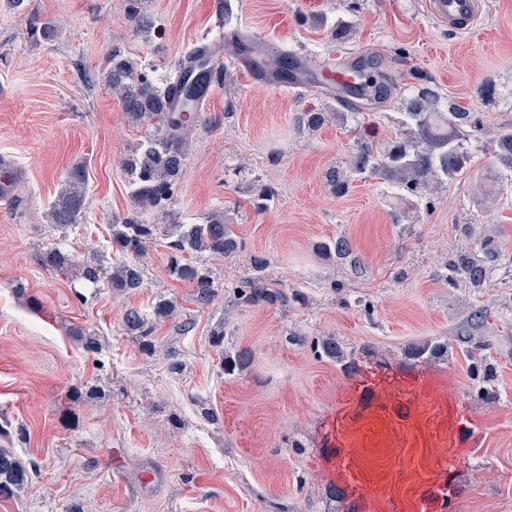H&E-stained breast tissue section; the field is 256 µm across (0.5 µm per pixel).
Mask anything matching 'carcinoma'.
Listing matches in <instances>:
<instances>
[{
  "label": "carcinoma",
  "instance_id": "obj_1",
  "mask_svg": "<svg viewBox=\"0 0 512 512\" xmlns=\"http://www.w3.org/2000/svg\"><path fill=\"white\" fill-rule=\"evenodd\" d=\"M128 21L138 28L151 24L150 16L142 11L141 0H129ZM29 35L36 41H51L56 29L29 13L24 16ZM237 55L245 60H264L263 71L269 78L280 81L285 67H295L296 61L283 53L272 57L256 42L240 39L236 42ZM221 71L203 70L196 81L186 82L173 74L161 84L155 83L151 71L141 61L114 47L107 55L106 81L117 97L123 111L139 122H154V130L145 136L134 153L123 162L133 179L132 208L123 215L112 217V244L120 261L106 268L96 258L85 265L82 277L93 284L100 281L117 294L142 286L140 258L163 233L169 249V273L192 288V302L200 307L210 306L218 296V285L210 270L202 262H190L186 255L199 253L213 258H229L241 250V241L235 225L226 213L216 210L200 224H186L174 205V189L185 173L189 136L199 127L212 123L205 112H192L190 106L198 100L201 91ZM419 82L409 95L399 98L400 120L395 135L381 142L364 139L360 123V107L347 103L341 113L343 124L356 133L355 148L337 164L329 167L324 178L336 194H343L357 178L370 175L395 187L418 205H428L426 192L433 185L469 174L470 144L482 135L479 116L444 101L422 75L411 74ZM181 93L187 109L172 112L169 98L172 90ZM330 112H298L294 126L302 131H315L331 119ZM493 167L486 172L487 179H499L504 170L512 173V126L502 128L492 141ZM87 177L84 166H74L63 187L50 206L49 218L59 228H68L85 220ZM276 190L270 185L257 189L250 205L258 212L266 211L274 203ZM464 231L472 239L470 246L453 251L436 277L450 288H468L481 292L491 285L503 265L502 247L498 237L475 235L473 225ZM317 251L344 265L352 274L363 273V262L355 255L350 240L340 235L321 242ZM40 261L49 269L62 271L70 266V255L61 248L46 251ZM271 259L266 253H253L248 258V271L227 290L228 302L236 307L278 308L296 301L300 291L284 285L274 286L269 279ZM179 305L173 299L159 300L151 313L137 309L125 311L123 323L142 350H155V332L170 322L180 334L194 329L190 318L178 314ZM487 320V309L473 305L454 337L457 348L467 361V376L471 381L469 392L477 399L492 403L498 393L492 385L494 366L489 349L490 340L482 336ZM320 359L336 364L348 378L358 373L354 354L348 352L334 336L317 337L311 342ZM448 355V341L439 338L411 344L403 350L401 364L415 366L435 362ZM252 351L244 347L233 354L223 355L222 370L228 377L250 365ZM29 472L11 453L0 449V498H13L28 482Z\"/></svg>",
  "mask_w": 512,
  "mask_h": 512
}]
</instances>
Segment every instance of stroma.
<instances>
[{
  "instance_id": "stroma-1",
  "label": "stroma",
  "mask_w": 512,
  "mask_h": 512,
  "mask_svg": "<svg viewBox=\"0 0 512 512\" xmlns=\"http://www.w3.org/2000/svg\"><path fill=\"white\" fill-rule=\"evenodd\" d=\"M25 2L58 34L35 41L0 0V155L24 172L14 206L0 214V425L22 430L7 447L31 473L0 512H445L440 491L451 484L461 490L457 512H512V280L473 295L436 277L465 245V224L498 236L512 257V186L481 180L491 136L512 124V0H484L466 34L439 25L427 0H148L146 31L131 26L127 0ZM227 6L229 19L217 21ZM339 21L353 25L342 42L331 33ZM237 35L316 61L319 75L338 55H369L404 88L419 69L485 124L469 176L437 189L427 210L410 209L374 177L334 195L323 173L353 149V135L337 121L311 134L292 127L295 113L324 111L330 98L313 87L254 86L231 57L207 107L213 126L189 141L175 207L188 224L220 208L233 217L242 249L207 259L217 284L264 252L272 278L300 288L307 305L237 308L220 296L197 308L170 276L160 237L140 260L134 293L84 284L78 271L92 255L118 257L110 224L130 209L132 182L121 161L148 131L108 89L107 52L124 47L163 79L191 47ZM90 70L98 77L88 85ZM77 164L88 177L86 219L64 231L48 211ZM265 184L278 199L258 214L250 200ZM340 234L361 256L362 275L317 251ZM54 247L68 251L72 268H43L40 255ZM335 280L365 308L340 305ZM162 298L175 299L194 329L161 327L148 353L123 315L151 312ZM474 304L489 312L500 391L491 405L468 397L461 354L399 363L408 344L452 339ZM219 322L220 350L210 342ZM82 332L98 337L97 350L84 348ZM319 336L373 353L348 379L314 354L309 341ZM244 346L253 363L225 377L222 351ZM94 387L102 397L73 401L75 390ZM332 486L344 502L329 499Z\"/></svg>"
}]
</instances>
